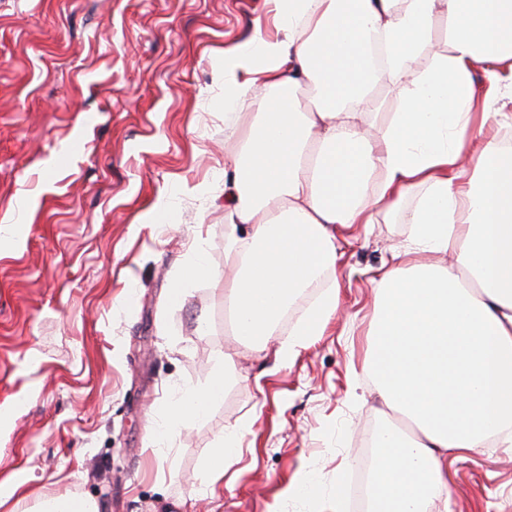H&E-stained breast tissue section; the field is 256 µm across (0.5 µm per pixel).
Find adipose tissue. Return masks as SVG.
Instances as JSON below:
<instances>
[{
    "label": "adipose tissue",
    "mask_w": 512,
    "mask_h": 512,
    "mask_svg": "<svg viewBox=\"0 0 512 512\" xmlns=\"http://www.w3.org/2000/svg\"><path fill=\"white\" fill-rule=\"evenodd\" d=\"M283 36L255 34L224 55V102L255 111L224 169V281L233 336L277 362L320 334L338 309V227L376 223L413 190L406 238L378 270L363 370L395 415L375 435L369 512H428L448 494L449 454L512 447V151L475 146V74L512 89V0H271ZM444 13L447 51L415 63ZM380 41L407 93L367 136ZM309 85L315 108L291 103ZM477 153L474 171L464 162ZM331 281L288 337L294 300ZM223 375L171 405L165 435L204 419Z\"/></svg>",
    "instance_id": "obj_1"
}]
</instances>
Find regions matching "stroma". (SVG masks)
Here are the masks:
<instances>
[{"label":"stroma","mask_w":512,"mask_h":512,"mask_svg":"<svg viewBox=\"0 0 512 512\" xmlns=\"http://www.w3.org/2000/svg\"><path fill=\"white\" fill-rule=\"evenodd\" d=\"M258 27L280 35L269 0H0V512H334L339 473L372 467L371 276L417 197L345 232L340 312L288 363L226 332L224 162L255 116L225 106L223 60ZM200 245L209 276L169 306ZM219 368L223 400L158 441ZM431 512H512V449L449 459ZM239 448V434L233 431L224 435L220 448H217L215 454V462L213 466V473L218 477L224 475V459L234 458L240 451ZM42 512H98L94 503L74 498H58L46 503Z\"/></svg>","instance_id":"1"}]
</instances>
